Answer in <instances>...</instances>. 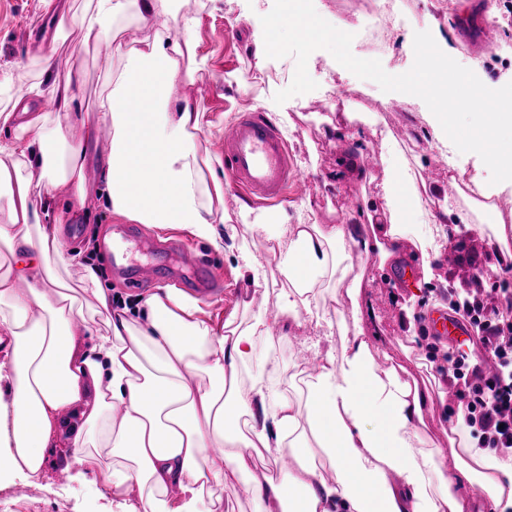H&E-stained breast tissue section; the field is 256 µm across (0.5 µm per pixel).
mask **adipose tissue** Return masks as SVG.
<instances>
[{"instance_id":"1","label":"adipose tissue","mask_w":512,"mask_h":512,"mask_svg":"<svg viewBox=\"0 0 512 512\" xmlns=\"http://www.w3.org/2000/svg\"><path fill=\"white\" fill-rule=\"evenodd\" d=\"M175 2L95 0L93 9L61 14L83 41L110 38L123 62L94 117L56 82L55 117L32 109L24 89L0 113V124L14 128L10 160L0 161V246L11 259L0 273V382L8 384L0 475L39 476L59 437L73 450L77 476L98 473L121 512H223L221 487L251 512H512V456L462 438L435 441L424 420L431 382L375 358L377 317L352 261L361 253L387 261L410 238L402 214L416 201L411 177L394 174L381 208L361 223L299 224L286 240L280 211L244 210V233L280 250L288 286L278 300L289 323L312 315L314 285L332 273L350 303L351 336L326 351L298 391L275 352L259 347L273 330L264 318L231 317L216 329L196 299L171 287L144 299L135 317L108 313L90 253L67 251L53 193L68 187L69 209L90 215L87 149L104 126L112 137L100 193L112 213L178 225L224 247V181L196 147L198 106L177 87L206 60L190 39L153 30L160 15L194 25ZM130 20L146 31L135 46L119 38ZM131 98L139 111L125 109ZM76 123L83 138L73 143L67 131ZM73 264L85 271L74 284L60 274ZM87 292L97 307L85 305ZM285 456L290 465L279 467Z\"/></svg>"}]
</instances>
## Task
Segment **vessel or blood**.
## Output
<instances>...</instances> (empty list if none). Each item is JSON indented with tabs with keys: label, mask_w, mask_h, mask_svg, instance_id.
I'll list each match as a JSON object with an SVG mask.
<instances>
[{
	"label": "vessel or blood",
	"mask_w": 512,
	"mask_h": 512,
	"mask_svg": "<svg viewBox=\"0 0 512 512\" xmlns=\"http://www.w3.org/2000/svg\"><path fill=\"white\" fill-rule=\"evenodd\" d=\"M224 165L235 190L264 204L280 202L291 193L301 194L307 181L306 175L295 166L278 126L260 112L242 113L225 129ZM173 248L191 272L197 292H208L212 284L208 264L181 243H174ZM114 269L119 277L137 287L165 272L166 265L158 254L143 261L125 252ZM423 320L433 334L441 337L472 333L466 320L444 309L424 314Z\"/></svg>",
	"instance_id": "obj_1"
}]
</instances>
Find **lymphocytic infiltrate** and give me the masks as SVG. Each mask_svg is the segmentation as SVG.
Here are the masks:
<instances>
[{
  "instance_id": "f902f5d3",
  "label": "lymphocytic infiltrate",
  "mask_w": 512,
  "mask_h": 512,
  "mask_svg": "<svg viewBox=\"0 0 512 512\" xmlns=\"http://www.w3.org/2000/svg\"><path fill=\"white\" fill-rule=\"evenodd\" d=\"M455 308L470 318L499 370L485 376L480 363L470 362L468 354L458 350L448 382L467 413V426L479 427L486 447L495 453H512V290L502 289L491 305L476 296Z\"/></svg>"
}]
</instances>
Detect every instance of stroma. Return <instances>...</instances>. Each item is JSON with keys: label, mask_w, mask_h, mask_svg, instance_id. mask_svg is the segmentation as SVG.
<instances>
[{"label": "stroma", "mask_w": 512, "mask_h": 512, "mask_svg": "<svg viewBox=\"0 0 512 512\" xmlns=\"http://www.w3.org/2000/svg\"><path fill=\"white\" fill-rule=\"evenodd\" d=\"M273 4L274 0H184L185 13L197 19L190 37L199 55L207 59L206 71L196 74L194 82L179 85L180 93L192 97L203 114L197 147L203 157L217 162L224 155V128L240 113L260 111L279 122L295 165L308 178L306 195L291 196L279 204L292 226L358 223L362 211L380 204L393 167L406 168L420 194L418 206L407 209L406 222L426 236L435 216H442L443 226L453 229L448 243L457 249L463 266L455 270L436 260L432 273H425L415 241L402 247L409 260L406 281L392 278L394 261L381 264L370 257L362 264L366 290L380 319L382 351L409 358L411 364L420 365L423 376L433 375L445 364L438 351L449 344L432 336L421 338L419 315L444 306L448 288L465 291L473 266L487 268L497 259L488 235L443 215L448 177L456 175L463 188L473 186L475 178L489 179L490 172L475 154L459 152L451 141L433 137L429 117L416 96L383 92L374 82L342 68L325 50L314 51L308 60L317 89L276 104L273 96L290 85L296 63L290 56L256 61L257 43L263 36L260 17ZM314 7L330 24L353 34L351 50L356 57L380 60L388 73L401 74L412 67L414 34L427 30L442 35L449 56L471 69L486 86L495 89L512 82V0H482L475 11L462 8L460 0H314ZM384 9L389 12V27L386 45L378 51L364 38L361 25L369 14ZM472 22L479 23L493 43L494 55L458 38V28ZM121 65L108 41L82 44L77 31L59 27L42 0H0V111L11 110L17 89L39 85L50 73L70 79L72 93L85 113H92L107 90L110 74ZM342 88L349 90V97H339ZM350 112L364 113L365 121L348 122ZM339 125L344 128L340 134L335 131ZM368 155L374 162L367 168L363 161ZM339 168L345 175L337 181L332 174ZM67 200V188H60L55 198L58 211L64 214L59 234L68 250L92 248L93 261L110 286L113 310L134 305L157 287L175 286V279L163 275L144 288H128L101 251L102 241L111 238L121 217L100 205L93 210L96 223L88 224L83 216L67 212ZM219 230L225 238L220 251L184 229L161 231L147 225L143 233L162 241L185 240L211 265L218 288L199 303L214 328H221L232 315L247 320L262 314L275 324L271 344L297 373L303 370V354L339 346L338 334L328 329L341 311L335 279L327 277L317 285L325 326L310 321L299 328L288 325L277 309L283 278L270 242L259 235L249 241L258 270L266 274L267 286L260 289L251 275L239 272L230 229L223 224ZM70 456V449L52 448L39 477L30 479L19 472L0 477V488L11 489L0 512H118L99 475L87 474L79 482L57 477V467L69 464Z\"/></svg>", "instance_id": "stroma-1"}]
</instances>
